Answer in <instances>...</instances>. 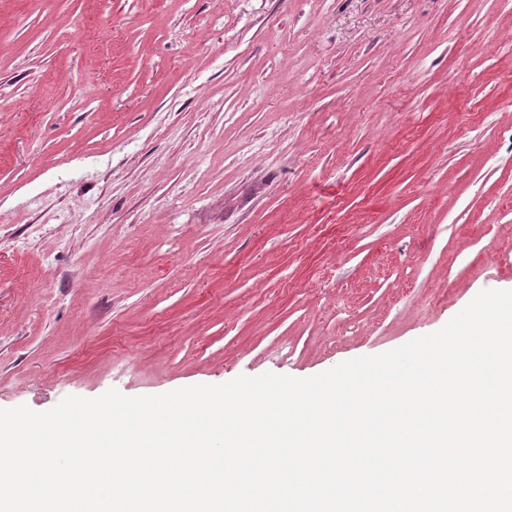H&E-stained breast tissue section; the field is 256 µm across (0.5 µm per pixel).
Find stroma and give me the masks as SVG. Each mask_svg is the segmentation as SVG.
<instances>
[{
	"label": "stroma",
	"mask_w": 512,
	"mask_h": 512,
	"mask_svg": "<svg viewBox=\"0 0 512 512\" xmlns=\"http://www.w3.org/2000/svg\"><path fill=\"white\" fill-rule=\"evenodd\" d=\"M512 290V0H0V408L304 378Z\"/></svg>",
	"instance_id": "35a3bbf8"
}]
</instances>
